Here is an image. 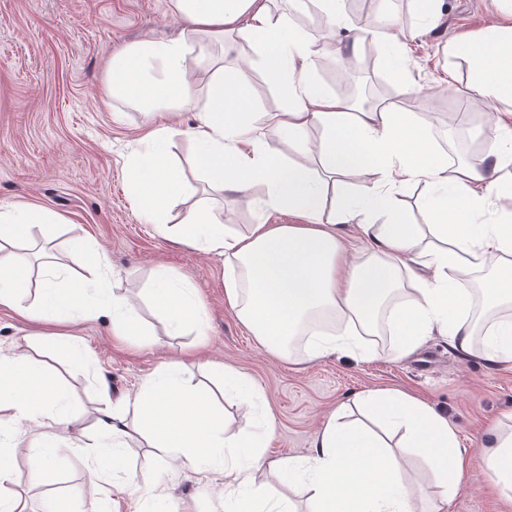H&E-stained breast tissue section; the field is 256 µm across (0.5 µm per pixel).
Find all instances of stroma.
I'll list each match as a JSON object with an SVG mask.
<instances>
[{"label": "stroma", "instance_id": "obj_1", "mask_svg": "<svg viewBox=\"0 0 512 512\" xmlns=\"http://www.w3.org/2000/svg\"><path fill=\"white\" fill-rule=\"evenodd\" d=\"M272 6L288 14L316 55L330 48L328 22L311 5L272 0ZM511 10L512 0H441L437 25L422 33L418 0H374V20L398 21L405 73L385 67L383 47L369 34L344 63L321 67L315 78L325 93L339 99H352L364 86L374 103L394 105L413 118L431 116L426 134L434 150L452 164L468 160L470 145H485L489 134L485 105L470 87L467 63L447 56L444 47L449 39L472 38L487 25L505 22ZM183 28L166 11L165 0H0V203L55 214L57 223L42 231L53 239L57 263L74 266L69 240L81 233L107 254L112 285L140 297V335H113L106 317L75 326L90 355L85 369L73 367L67 350L53 341L59 325L0 309V354L20 351L42 361L86 413L68 428L50 483L22 486L29 512H43L54 498L68 502L72 512H99L84 450L95 416L108 401L136 393L146 378L190 350L248 374L258 385L253 410L236 395L222 394L224 420L229 432H250L257 414H271L275 434L266 447L269 460L309 458L327 416L355 394L399 390L447 417L466 450L471 478L449 512H512V501L489 487L481 468L487 429L512 417V368L466 355L437 335L402 358L390 344L376 346L366 360L332 355L288 362L263 347L228 304L221 258L159 236L139 216L126 192L127 155L144 148L148 127L169 123L170 117L110 98L105 74L111 54L138 41L179 37ZM370 51L376 59L367 67L363 60ZM243 64L254 87L251 112L261 119L286 110L287 98L264 79L255 45L227 40L225 71ZM443 77L455 85L456 94L401 92L403 81L428 87ZM168 150L188 183V202L210 196L215 211L238 232L252 224L298 223L288 211L260 209L262 187H254L247 198L228 190L206 192L193 163V145L183 134L173 137ZM162 268L187 276L196 288L206 312V338L189 327L173 328L154 310L147 290ZM161 471L165 499L156 512H182L187 505L193 512H233L234 501L224 498L223 469L202 478Z\"/></svg>", "mask_w": 512, "mask_h": 512}]
</instances>
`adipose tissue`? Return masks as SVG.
<instances>
[{"label": "adipose tissue", "instance_id": "ef3b65f1", "mask_svg": "<svg viewBox=\"0 0 512 512\" xmlns=\"http://www.w3.org/2000/svg\"><path fill=\"white\" fill-rule=\"evenodd\" d=\"M169 10L185 24L180 37L143 40L114 53L106 71L109 95L145 112L197 107V122L153 127L150 147L127 159L128 190L148 223L168 239L224 259V294L240 321L260 343L291 357L294 337L307 338L306 357L330 353L370 357L365 336L386 324L399 355L417 349L433 334L451 346L493 364L512 365V210L494 223L484 219L490 196L512 199V26L493 24L475 39L452 40L448 54L463 58L482 97L488 126L497 139L484 160L449 166L437 155L420 122L390 107L357 109L325 95L312 76L320 63L306 38L267 0H169ZM257 46L267 80L288 98L273 126L292 161L269 152L249 110L253 88L245 69L225 75L216 67L204 102L196 100L193 69L210 57L225 35ZM324 130L313 146L302 140L311 126ZM185 133L195 145L194 160L214 190L246 192L267 188L265 209L303 216L300 224H254L241 234L224 226L204 202L168 220V207L185 194L180 170L169 160L172 136ZM373 160L379 181L366 193L349 195L337 215L323 216L328 187ZM432 193L428 220L403 224L391 219V204L406 183ZM53 214L0 204V307L27 314L23 290L30 285L23 259L35 245L34 229L55 222ZM354 223L353 238L344 235ZM71 252L89 272L69 283L53 261L41 267L38 317L59 325L90 322L107 315L112 333L128 336L139 327L136 301L115 293L105 276L104 254L84 237ZM487 274L481 290L467 275ZM171 326L205 331L206 318L189 281L159 271L149 290ZM181 363L163 367L132 396L100 410L94 421L88 480L100 487L107 473L121 475L117 493L146 502L163 491L160 471L123 467V450L133 436L149 432L163 459L177 461L196 477L224 469V495L238 512H257L264 492L255 473L266 463L265 438L274 430L263 416L259 431L224 434V414L211 395L180 379ZM0 490L22 482L40 484L51 472L63 432L81 420L55 377L20 354L0 355ZM358 408L398 433L390 444L366 423L350 419ZM29 450L26 472L15 463L18 446ZM482 469L512 499V429L487 433ZM419 449L436 491L430 512L448 504L466 481V463L455 429L424 401L396 390L358 395L340 406L315 439L308 462L276 463L305 496L308 512H416L406 472L396 448Z\"/></svg>", "mask_w": 512, "mask_h": 512}]
</instances>
